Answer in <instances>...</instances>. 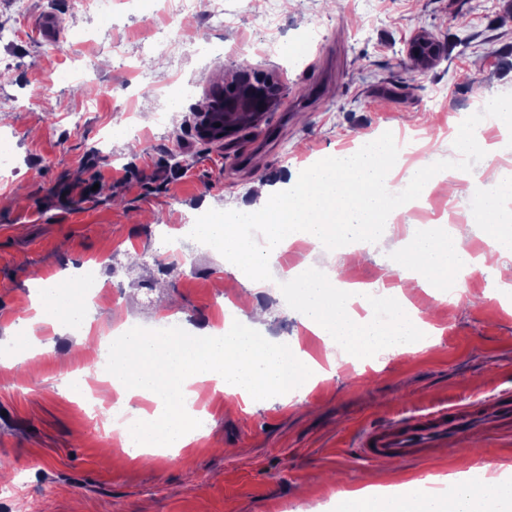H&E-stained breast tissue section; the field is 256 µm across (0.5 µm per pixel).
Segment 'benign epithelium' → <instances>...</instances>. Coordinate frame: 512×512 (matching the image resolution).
Returning a JSON list of instances; mask_svg holds the SVG:
<instances>
[{
  "label": "benign epithelium",
  "instance_id": "1",
  "mask_svg": "<svg viewBox=\"0 0 512 512\" xmlns=\"http://www.w3.org/2000/svg\"><path fill=\"white\" fill-rule=\"evenodd\" d=\"M436 42L416 38L410 44V53L419 61H428L438 54ZM280 84L272 77H261L255 80L244 75L233 92L224 96L221 101L213 102L209 110L203 113L200 124L201 135L208 140L222 141L235 129L233 117L244 116L256 119L269 111L280 98ZM220 126H215V123Z\"/></svg>",
  "mask_w": 512,
  "mask_h": 512
}]
</instances>
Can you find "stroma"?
Instances as JSON below:
<instances>
[{
    "label": "stroma",
    "instance_id": "1",
    "mask_svg": "<svg viewBox=\"0 0 512 512\" xmlns=\"http://www.w3.org/2000/svg\"><path fill=\"white\" fill-rule=\"evenodd\" d=\"M192 24L189 53L172 59L156 50L174 29ZM0 26L19 32L0 43L12 68L0 73V139L9 140L15 169L0 174V350L22 349L9 330L26 317L35 281L69 286L74 269L93 271L100 288L88 339L131 321L213 327L227 321L248 286L245 272L226 267L182 230L205 201L255 204L253 185L277 186L314 162L354 153L399 133H429L433 177L454 183L448 195L424 189L390 213L389 235L365 264L296 242L279 258L283 269L311 258L357 284L395 287L388 271L395 244L427 224L461 220L470 249L491 254L469 207L492 180L512 170V127L494 124L480 136L496 151L466 165L454 132L467 108L488 112L512 99V0H250L224 27L208 14L158 17L116 6L113 15L76 12L70 0H0ZM435 39L431 65L409 57L413 38ZM127 57L119 64L113 46ZM87 66L75 92L66 74ZM194 84L190 99L167 107L164 133L152 124L173 74ZM272 75L283 92L276 111L239 127L222 142L199 137L201 114L216 91L240 74ZM82 115L71 125V113ZM133 123L136 136H115ZM490 270L474 278L466 298L447 302L431 289L407 292L431 328L425 340L391 356L327 346L303 327L274 283L253 301L268 309L271 338L294 342L333 376L288 401L229 413L219 393L202 395L204 436L176 457L134 458L85 410L81 395L63 390L80 379L87 360L69 357L77 336L41 333L52 342L36 372L16 365L0 374V467L18 483L0 512H343L348 491L366 472L376 483L406 488L413 479L486 462L512 465V441L476 430V451L437 448L381 470L355 442L366 425L396 412L434 407L512 389V298L496 296Z\"/></svg>",
    "mask_w": 512,
    "mask_h": 512
}]
</instances>
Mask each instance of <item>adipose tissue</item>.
Returning <instances> with one entry per match:
<instances>
[{"mask_svg": "<svg viewBox=\"0 0 512 512\" xmlns=\"http://www.w3.org/2000/svg\"><path fill=\"white\" fill-rule=\"evenodd\" d=\"M385 146L369 147L358 160L329 157L311 167L293 192L270 198L261 207L214 210L202 205L203 220L196 236L221 251L228 266L245 270L251 292L267 285L280 254L297 239L350 261L361 260V242L382 239L388 208L394 207L400 187L381 179L386 165ZM512 198V177L495 176L484 198L479 222L494 250L505 262L495 269L498 282L512 286V233H501L503 203ZM257 225L261 243L242 232L241 223ZM459 230L411 234L398 254L400 268L421 274L427 285L444 288L448 279L474 264ZM288 305L301 323L324 336L328 346L339 348H386L405 352L422 321L400 307L402 288L392 295L397 306L390 324L360 317L354 303H370L373 291L338 283L332 275H314L308 265L287 272ZM33 313L22 319L26 328L40 325L52 334L84 323L85 306L76 293L45 280L32 305ZM261 314L249 309L240 322L221 329L204 328L188 335L170 330L165 336H149L131 326L112 336L110 380L128 418L120 433L131 457L160 448H187L199 440L194 428L193 404L199 392L213 390L228 396L229 406L256 401L271 394H290L303 389L316 370L299 350L287 342L274 343L258 329ZM512 502V482H458L451 496L428 490L424 481L413 483L402 496L377 494L373 486L351 492L348 512H498Z\"/></svg>", "mask_w": 512, "mask_h": 512, "instance_id": "1", "label": "adipose tissue"}]
</instances>
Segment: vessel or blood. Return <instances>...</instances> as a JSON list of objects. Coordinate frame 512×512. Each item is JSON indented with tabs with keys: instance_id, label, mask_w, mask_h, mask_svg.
<instances>
[{
	"instance_id": "obj_1",
	"label": "vessel or blood",
	"mask_w": 512,
	"mask_h": 512,
	"mask_svg": "<svg viewBox=\"0 0 512 512\" xmlns=\"http://www.w3.org/2000/svg\"><path fill=\"white\" fill-rule=\"evenodd\" d=\"M512 434V392L503 390L490 403H445L426 412L399 414L380 427H365L356 445L368 457L411 460L447 446L473 429Z\"/></svg>"
}]
</instances>
